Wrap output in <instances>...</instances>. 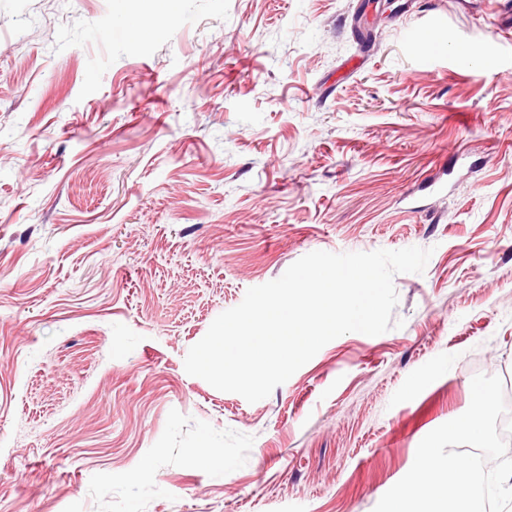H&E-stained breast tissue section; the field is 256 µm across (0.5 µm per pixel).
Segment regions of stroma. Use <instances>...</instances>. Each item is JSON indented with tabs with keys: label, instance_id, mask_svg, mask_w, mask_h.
Segmentation results:
<instances>
[{
	"label": "stroma",
	"instance_id": "35a3bbf8",
	"mask_svg": "<svg viewBox=\"0 0 512 512\" xmlns=\"http://www.w3.org/2000/svg\"><path fill=\"white\" fill-rule=\"evenodd\" d=\"M399 2L177 0L116 38V0H0V512H373L512 375V19ZM411 246L397 328L255 403L186 372L302 256Z\"/></svg>",
	"mask_w": 512,
	"mask_h": 512
}]
</instances>
